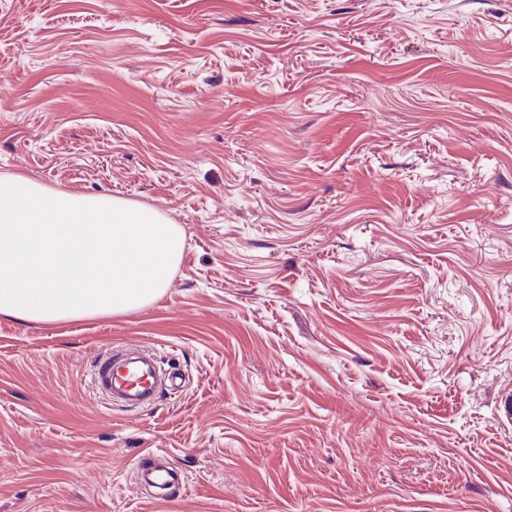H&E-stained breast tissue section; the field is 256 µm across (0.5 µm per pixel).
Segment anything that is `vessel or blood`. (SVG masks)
Listing matches in <instances>:
<instances>
[{"label": "vessel or blood", "instance_id": "b4317fda", "mask_svg": "<svg viewBox=\"0 0 512 512\" xmlns=\"http://www.w3.org/2000/svg\"><path fill=\"white\" fill-rule=\"evenodd\" d=\"M177 379L175 372L161 366L154 350L130 359L105 352L97 357L91 387L111 403L137 408L153 404L160 391L176 385ZM139 473L145 482L159 489L180 481L177 472L164 466L143 467Z\"/></svg>", "mask_w": 512, "mask_h": 512}]
</instances>
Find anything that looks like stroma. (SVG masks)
I'll return each mask as SVG.
<instances>
[{
    "mask_svg": "<svg viewBox=\"0 0 512 512\" xmlns=\"http://www.w3.org/2000/svg\"><path fill=\"white\" fill-rule=\"evenodd\" d=\"M0 175L185 236L0 317V512H512V0H0ZM117 346L179 387L107 402ZM149 456V454L147 455ZM147 456L142 460H146ZM151 456L147 459L149 461ZM141 462L138 467V472L140 473L142 479L150 484L152 487L159 489H166L173 484L179 483L181 481L180 475L164 466H153L150 468H144V465L147 463Z\"/></svg>",
    "mask_w": 512,
    "mask_h": 512,
    "instance_id": "stroma-1",
    "label": "stroma"
}]
</instances>
